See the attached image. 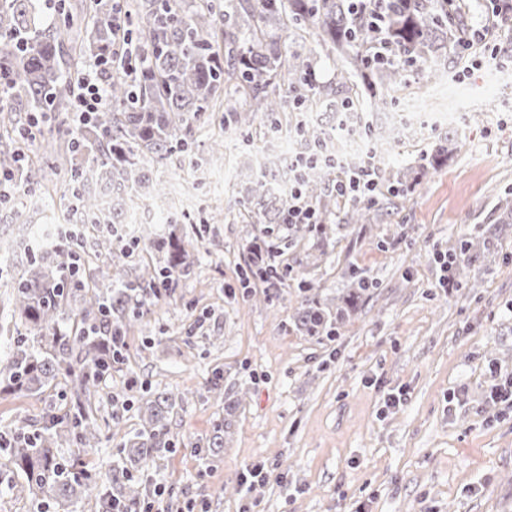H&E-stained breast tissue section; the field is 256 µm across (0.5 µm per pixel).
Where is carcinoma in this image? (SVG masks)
Returning <instances> with one entry per match:
<instances>
[{
  "label": "carcinoma",
  "mask_w": 512,
  "mask_h": 512,
  "mask_svg": "<svg viewBox=\"0 0 512 512\" xmlns=\"http://www.w3.org/2000/svg\"><path fill=\"white\" fill-rule=\"evenodd\" d=\"M112 2L90 0L89 17L78 24L58 0L57 14L77 30L72 67L112 55ZM122 10L140 55L137 71L111 72L102 112L61 134L67 151L81 157L67 170L61 197L83 217L84 230L93 231L95 249L89 253L82 241L57 238L40 247L39 257L13 278V316L20 328L0 353V392L35 393L61 382L68 388L62 393L64 414L49 417L35 432L14 425L0 434V452L13 475L8 490L68 512H77L92 495L94 512L142 507V473L158 453L174 451L168 427L174 403L147 388L138 406L140 428L123 435L107 470L89 466L102 442L92 398L100 379L124 364L126 332L154 303L145 290L163 282L174 289L189 272L172 232L144 236L150 260L132 277L128 251L100 231L102 224L120 223L125 199L159 196L144 158L159 163L178 155L187 167H198L193 126L220 110L228 112L229 124L250 126L259 117L309 111L338 92L351 107L367 98L382 106L390 92L407 85L419 62L438 77L448 74V56L461 53L470 37L462 0L452 8L448 0H378L364 13L355 10L354 0H125ZM278 28L287 29L295 43L321 30L328 54L343 57L344 68L329 84L313 80L316 55L287 48ZM354 72L362 83L352 80ZM72 79L63 69L59 34L44 25L34 0H0V131L12 146L0 166L17 170L19 192L43 174L20 149L26 126L13 113L27 107L62 111ZM272 177L256 173L243 187L242 202L278 224L288 198ZM332 182L331 172L310 171L303 181L305 199L324 210ZM483 249L490 250V241L471 235L448 254L453 282L466 283L471 260ZM76 301L71 317L66 308ZM346 313L342 306L333 313L308 302L296 321L307 335L321 336L332 333Z\"/></svg>",
  "instance_id": "1"
}]
</instances>
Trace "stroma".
Listing matches in <instances>:
<instances>
[{
  "instance_id": "obj_1",
  "label": "stroma",
  "mask_w": 512,
  "mask_h": 512,
  "mask_svg": "<svg viewBox=\"0 0 512 512\" xmlns=\"http://www.w3.org/2000/svg\"><path fill=\"white\" fill-rule=\"evenodd\" d=\"M497 71L512 72V38L499 31L451 57L447 81L430 82L422 67L386 109L364 105L360 131L372 145L405 102L463 110L456 124L428 122L392 141L381 164L401 172L402 195L379 186L364 221L333 198L328 224L276 250L267 283L242 281L251 244L268 243L270 227L232 190L266 144L258 126L226 128L219 154L197 135L204 171L174 157L151 166L173 200L144 220L190 232L193 272L130 330L127 360L101 388L137 396L146 385L175 400L178 450L146 478L173 489L166 512H512V407L490 397L512 376V224L496 222L512 187V82L491 81ZM55 133L42 127L26 148L43 166L41 186L0 204V246L19 273L48 224L63 221L53 192L63 175L45 150ZM447 138L455 149L424 167ZM491 227L494 246L468 286L440 288L434 253ZM353 266L376 288L335 336L299 331V281L332 310L357 288ZM389 393L399 405L385 407ZM62 406L56 387L1 394L0 430L40 427ZM218 435L224 447L210 453ZM253 465L265 478L242 485Z\"/></svg>"
}]
</instances>
